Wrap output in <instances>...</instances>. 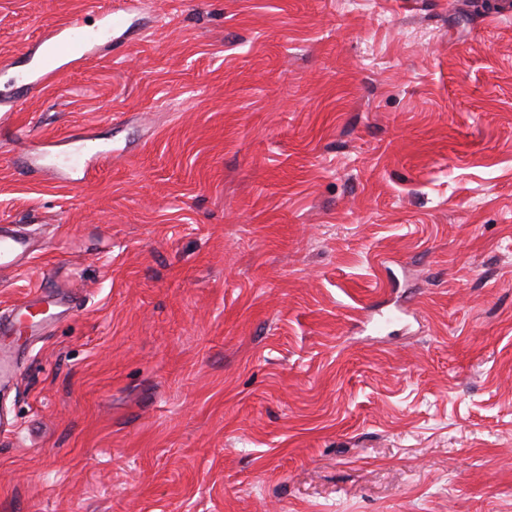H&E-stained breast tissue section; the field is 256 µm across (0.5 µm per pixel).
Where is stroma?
Returning a JSON list of instances; mask_svg holds the SVG:
<instances>
[{"instance_id":"35a3bbf8","label":"stroma","mask_w":512,"mask_h":512,"mask_svg":"<svg viewBox=\"0 0 512 512\" xmlns=\"http://www.w3.org/2000/svg\"><path fill=\"white\" fill-rule=\"evenodd\" d=\"M123 0H0L11 71ZM0 123V512H512V14L142 0ZM112 156L32 172L73 134ZM29 235L13 224L0 225V270L11 268L31 252ZM61 303V299L57 295L46 294L45 292L37 291L30 298H23L22 300L13 304L9 310L7 318L0 317V335L7 336L14 333L18 326L25 325V328L31 330V334L35 335L41 325L40 321H34L31 317V309L35 306L41 305L47 311L53 310Z\"/></svg>"}]
</instances>
